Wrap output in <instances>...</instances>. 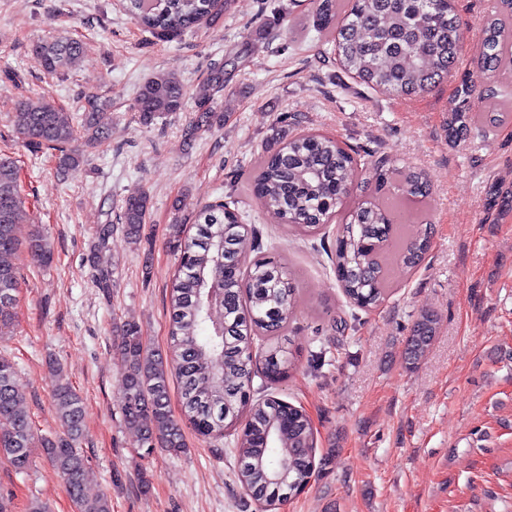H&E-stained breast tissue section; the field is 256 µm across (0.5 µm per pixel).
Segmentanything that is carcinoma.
I'll return each instance as SVG.
<instances>
[{"instance_id": "1", "label": "carcinoma", "mask_w": 512, "mask_h": 512, "mask_svg": "<svg viewBox=\"0 0 512 512\" xmlns=\"http://www.w3.org/2000/svg\"><path fill=\"white\" fill-rule=\"evenodd\" d=\"M232 0H123L125 11L141 28L160 40L175 39L203 22L216 23ZM314 29L333 47L336 61L367 86L389 94L416 96L429 91L456 68L464 30L456 0H315V9L299 19L294 34ZM32 50L47 74L69 69L82 59L79 38L36 42ZM231 56L191 92L176 77L149 78L139 87L135 110L149 125L185 109L194 99L198 115L186 128L194 135L224 121L216 96L224 91V68L236 69ZM512 74V0H497L483 25L476 75L457 86L444 123L448 141L460 145L479 125L512 123V102L493 99L490 111H469L477 81L486 84ZM108 105L97 96L86 99L75 120L45 97L23 100L13 119L14 133L34 152L54 160L66 174L80 170L84 148L110 140L101 114ZM393 161L373 169L371 195L347 206L359 176L352 151L330 136L305 133L260 157L251 193L264 208L300 236L315 235L341 217L331 261L336 280L349 303L369 311L390 294L396 270L420 265L431 244L428 224H406L401 204L391 197ZM404 193L425 198L430 185L417 171L404 172ZM151 201L145 194L125 200L121 224L132 241L140 237ZM23 198L15 160L0 155V336L13 331L22 279L21 267L7 260L19 252L48 265L53 251L40 230H21ZM194 232L171 225L173 247L180 254L168 302L169 336L165 352L143 342L132 324L120 328L126 368L118 381V406L125 423L137 433L138 447L178 452L186 447L184 427L202 437H234L236 479L266 512H274L300 492L316 472L317 437L307 411L270 390L293 364L283 337L300 302V293L285 264L259 257L244 266L251 237L234 202L203 206ZM436 314L423 311L407 337L404 359L414 365L425 358L437 332ZM175 377L180 416L170 407V377ZM264 380L262 397L253 398L254 378ZM62 432L38 439L22 408L14 361L0 355V461L23 473L33 450L64 479L75 512H111L102 494L84 490L88 458L83 440V399L67 382L53 390Z\"/></svg>"}]
</instances>
